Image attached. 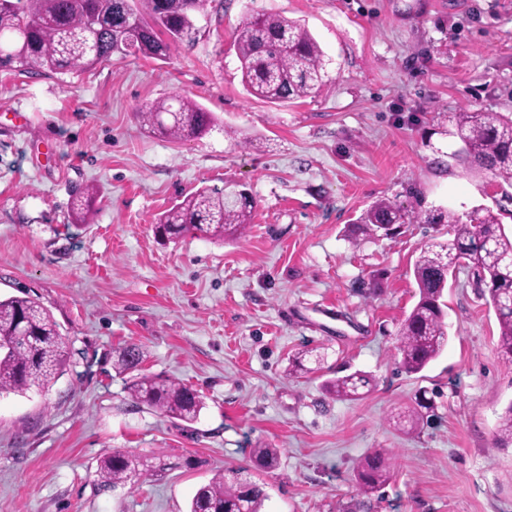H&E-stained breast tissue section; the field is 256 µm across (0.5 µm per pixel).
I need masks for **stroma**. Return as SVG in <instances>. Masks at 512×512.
I'll use <instances>...</instances> for the list:
<instances>
[{
	"mask_svg": "<svg viewBox=\"0 0 512 512\" xmlns=\"http://www.w3.org/2000/svg\"><path fill=\"white\" fill-rule=\"evenodd\" d=\"M254 11L318 41L316 96L273 108L246 94L233 32ZM194 24L163 61L116 56L62 77L0 69V296L47 308L70 354L48 392L0 398V512H188L219 472L264 483L262 512H347L375 453L393 475L369 512H512V446L493 437L512 363L469 269L444 291L443 353L410 375L396 350L418 300L414 262L447 225L350 235L379 199L488 208L512 230V199L459 157L441 118L512 113V0H207ZM175 94L218 129L173 140L140 123L142 107ZM227 182L254 201L241 238L156 237L179 196ZM87 185L96 194L77 231ZM128 343L145 373L203 395L195 424L131 407L112 368ZM302 352L307 373H289ZM358 370L374 380L361 398L322 390ZM422 393L434 408L404 432L393 416ZM264 445L281 451L268 473L251 461ZM111 449L170 467L104 488L98 459Z\"/></svg>",
	"mask_w": 512,
	"mask_h": 512,
	"instance_id": "35a3bbf8",
	"label": "stroma"
}]
</instances>
